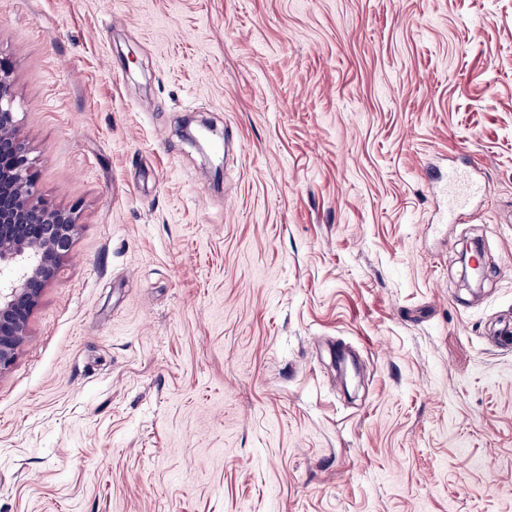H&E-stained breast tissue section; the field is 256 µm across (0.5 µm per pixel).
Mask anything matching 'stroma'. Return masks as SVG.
Masks as SVG:
<instances>
[{"mask_svg":"<svg viewBox=\"0 0 512 512\" xmlns=\"http://www.w3.org/2000/svg\"><path fill=\"white\" fill-rule=\"evenodd\" d=\"M0 58L80 209L0 512H512V0H0ZM443 191L448 195V211L444 212V219L447 222L448 212L453 214L466 205L470 188L461 176L452 173L448 175V181L443 185Z\"/></svg>","mask_w":512,"mask_h":512,"instance_id":"1","label":"stroma"}]
</instances>
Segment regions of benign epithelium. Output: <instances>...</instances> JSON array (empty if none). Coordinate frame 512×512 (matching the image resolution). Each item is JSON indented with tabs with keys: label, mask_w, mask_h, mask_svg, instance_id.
I'll use <instances>...</instances> for the list:
<instances>
[{
	"label": "benign epithelium",
	"mask_w": 512,
	"mask_h": 512,
	"mask_svg": "<svg viewBox=\"0 0 512 512\" xmlns=\"http://www.w3.org/2000/svg\"><path fill=\"white\" fill-rule=\"evenodd\" d=\"M11 73L0 59V374L13 365L78 226L77 208L40 196L35 162L19 136Z\"/></svg>",
	"instance_id": "benign-epithelium-1"
}]
</instances>
